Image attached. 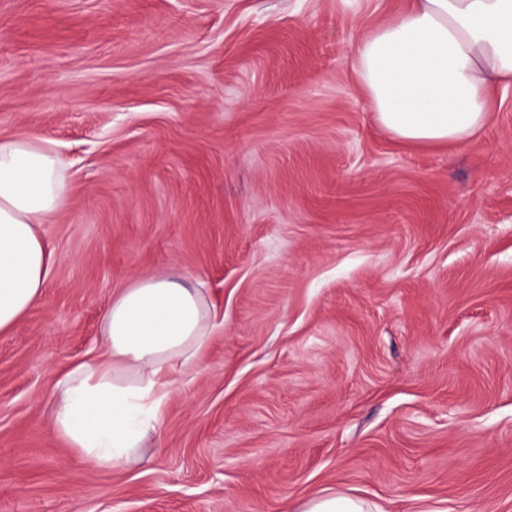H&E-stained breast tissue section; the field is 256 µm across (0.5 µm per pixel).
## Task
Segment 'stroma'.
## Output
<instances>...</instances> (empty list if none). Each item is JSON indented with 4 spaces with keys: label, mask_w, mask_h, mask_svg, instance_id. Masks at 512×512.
Returning a JSON list of instances; mask_svg holds the SVG:
<instances>
[{
    "label": "stroma",
    "mask_w": 512,
    "mask_h": 512,
    "mask_svg": "<svg viewBox=\"0 0 512 512\" xmlns=\"http://www.w3.org/2000/svg\"><path fill=\"white\" fill-rule=\"evenodd\" d=\"M405 0H0V139L55 143L40 302L0 336V512H512V94L405 144L353 69ZM216 315L135 463L52 431L141 276ZM300 512H383L378 505L341 494H325L303 503Z\"/></svg>",
    "instance_id": "35a3bbf8"
}]
</instances>
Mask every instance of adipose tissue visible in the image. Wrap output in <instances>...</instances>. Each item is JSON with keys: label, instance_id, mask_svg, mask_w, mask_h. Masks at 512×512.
<instances>
[{"label": "adipose tissue", "instance_id": "1", "mask_svg": "<svg viewBox=\"0 0 512 512\" xmlns=\"http://www.w3.org/2000/svg\"><path fill=\"white\" fill-rule=\"evenodd\" d=\"M354 69L378 122L415 144H460L486 124L512 86V0H408L366 32ZM53 143L0 140V334L35 306L53 255L42 226L63 206ZM102 359L57 383L52 430L100 469L128 464L154 431L177 368L195 365L211 336L199 289L147 274L112 297Z\"/></svg>", "mask_w": 512, "mask_h": 512}]
</instances>
